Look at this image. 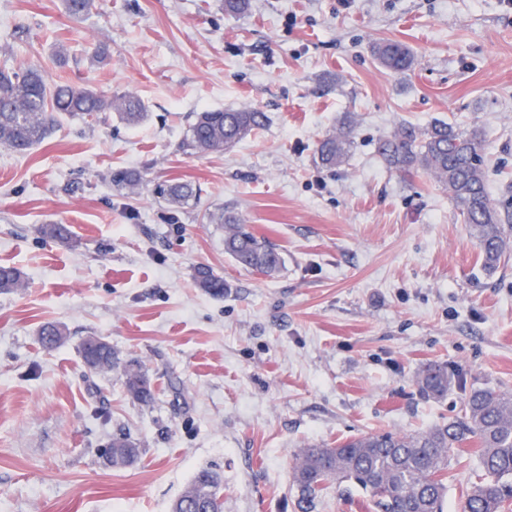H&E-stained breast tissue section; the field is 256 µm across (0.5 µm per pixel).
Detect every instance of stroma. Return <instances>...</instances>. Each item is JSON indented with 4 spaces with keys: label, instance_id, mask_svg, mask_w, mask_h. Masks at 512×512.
<instances>
[{
    "label": "stroma",
    "instance_id": "35a3bbf8",
    "mask_svg": "<svg viewBox=\"0 0 512 512\" xmlns=\"http://www.w3.org/2000/svg\"><path fill=\"white\" fill-rule=\"evenodd\" d=\"M98 0L75 19L63 0H0V67L108 96L136 93L148 121L58 115L49 139L0 147V512H169L203 467L224 474V512H298L302 450L375 432L418 433L461 413L476 388L512 393V249L485 269L448 194L389 170L377 140L439 119L477 128L491 197L512 213V0ZM416 56L396 74L373 44ZM68 60L55 63L57 46ZM105 48L104 62L92 58ZM257 108L269 122L234 149L192 154V113ZM354 115L348 164L315 160L323 135ZM140 171L137 193L113 171ZM200 190L182 206L159 185ZM281 252L268 277L224 251L217 206ZM72 240H43L44 224ZM222 274L223 297L192 278ZM62 325L65 342L38 332ZM102 337L121 364L92 373L81 340ZM156 392L134 403L124 363ZM454 375L446 397L420 393L427 364ZM140 445L105 461L113 434ZM456 449L443 512H460L480 471ZM315 512H373L368 493L329 482Z\"/></svg>",
    "mask_w": 512,
    "mask_h": 512
}]
</instances>
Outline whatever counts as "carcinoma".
<instances>
[{
    "label": "carcinoma",
    "mask_w": 512,
    "mask_h": 512,
    "mask_svg": "<svg viewBox=\"0 0 512 512\" xmlns=\"http://www.w3.org/2000/svg\"><path fill=\"white\" fill-rule=\"evenodd\" d=\"M73 17H83L96 8L97 0H63ZM378 63L394 73H404L415 62L413 53L400 43H378L372 48ZM116 111L128 125H139L148 112L132 93L105 97L91 86L76 87L64 80L49 81L45 70L30 65L0 68V145L23 153L41 144L51 133L55 114L88 121L101 112ZM268 117L256 108L197 112L188 124L183 145L195 153L234 148L253 131L266 125ZM352 122L329 131L317 144L319 163L328 168L345 164L352 148ZM376 148L388 167L420 172L445 190L458 217L469 225L478 240L483 264L496 268L512 241V214L496 208L487 192L484 144L478 133L437 120L424 129L402 125L378 139ZM114 186L135 192L141 176L127 171L112 174ZM190 182L179 181L160 187L159 194L171 205H183L197 197ZM224 225V252L245 269L267 276L277 275L284 259L266 239L245 229L242 217L222 207L209 214ZM42 236L54 241L70 239L64 224H44ZM193 278L205 293L222 297L229 284L211 267L194 268ZM22 285L21 272L0 265V292L9 293ZM65 330L56 324L44 326L40 343L52 348L62 342ZM84 364L95 373L112 371L115 352L101 337H86L79 347ZM123 386L130 399L149 406L155 399L151 380L141 366L125 368ZM422 394L442 398L452 379L448 370L429 364L418 374ZM478 444V467L482 481L465 496L461 512H503L512 501V395L490 389H474L463 403L462 415L413 435L370 433L333 447L313 445L301 451L292 472L300 512H314L326 484L347 482L366 491L379 512H442L446 487L440 473L448 468L454 449L470 440ZM140 450L125 433L112 436L107 454L114 465H128ZM170 512H224V476L203 468L187 489L170 505Z\"/></svg>",
    "instance_id": "1"
}]
</instances>
